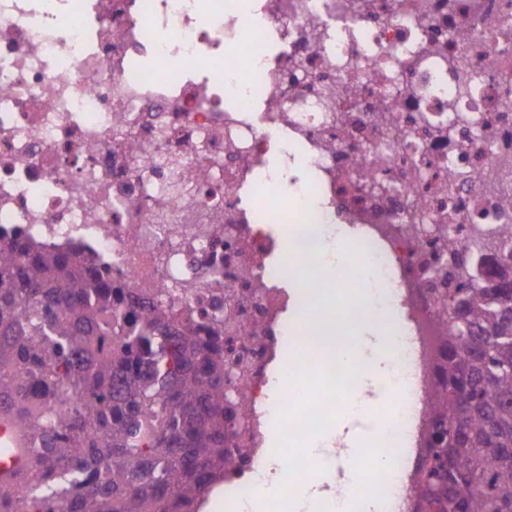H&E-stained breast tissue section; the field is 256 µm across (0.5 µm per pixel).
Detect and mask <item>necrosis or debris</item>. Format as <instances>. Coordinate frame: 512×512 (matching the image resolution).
<instances>
[{"label": "necrosis or debris", "mask_w": 512, "mask_h": 512, "mask_svg": "<svg viewBox=\"0 0 512 512\" xmlns=\"http://www.w3.org/2000/svg\"><path fill=\"white\" fill-rule=\"evenodd\" d=\"M250 2L0 0V234L90 251L218 328L228 512L281 498L271 434L299 445L290 472L332 465L312 443L345 377L313 361L297 264L346 248L337 287L397 340L379 512H421L438 301L512 253V0Z\"/></svg>", "instance_id": "4bbe7bcc"}]
</instances>
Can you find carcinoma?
<instances>
[{
	"label": "carcinoma",
	"mask_w": 512,
	"mask_h": 512,
	"mask_svg": "<svg viewBox=\"0 0 512 512\" xmlns=\"http://www.w3.org/2000/svg\"><path fill=\"white\" fill-rule=\"evenodd\" d=\"M123 289L79 251L0 240V405L30 465L0 512H198L230 466L224 349L163 303L121 315ZM438 368L425 512H512V277L458 284Z\"/></svg>",
	"instance_id": "obj_1"
}]
</instances>
